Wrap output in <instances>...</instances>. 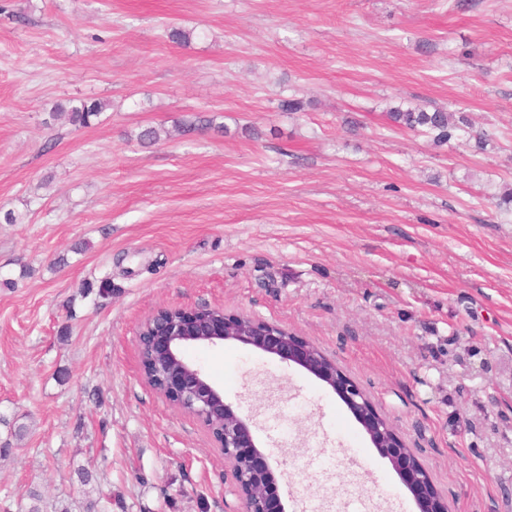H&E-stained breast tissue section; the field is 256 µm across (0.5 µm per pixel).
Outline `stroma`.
<instances>
[{"label": "stroma", "instance_id": "obj_1", "mask_svg": "<svg viewBox=\"0 0 512 512\" xmlns=\"http://www.w3.org/2000/svg\"><path fill=\"white\" fill-rule=\"evenodd\" d=\"M292 94L307 111H281ZM84 99L109 103L91 126L51 120ZM399 104L468 124L438 145ZM201 112L222 131L174 134ZM508 187L512 0H0V414L26 430L0 425V512L34 490L238 512L208 432L138 371L139 324L197 306L334 359L450 512H512ZM184 356L251 423L286 512H417L304 369L235 342Z\"/></svg>", "mask_w": 512, "mask_h": 512}]
</instances>
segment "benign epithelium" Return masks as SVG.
I'll return each mask as SVG.
<instances>
[{
  "label": "benign epithelium",
  "instance_id": "obj_1",
  "mask_svg": "<svg viewBox=\"0 0 512 512\" xmlns=\"http://www.w3.org/2000/svg\"><path fill=\"white\" fill-rule=\"evenodd\" d=\"M150 332H138L139 359H148L160 374L159 394L178 408H187L208 431L214 447L230 469L240 512H285L280 499L269 492L268 462L258 464V451L248 423L224 402L201 369L186 362L183 349L194 343L215 345L234 341L250 346L285 363H293L326 383L363 426L371 443L387 458L402 484L412 493L419 512H448L426 469L394 427L378 412L359 386L322 351L287 328L224 308H162L154 312Z\"/></svg>",
  "mask_w": 512,
  "mask_h": 512
}]
</instances>
